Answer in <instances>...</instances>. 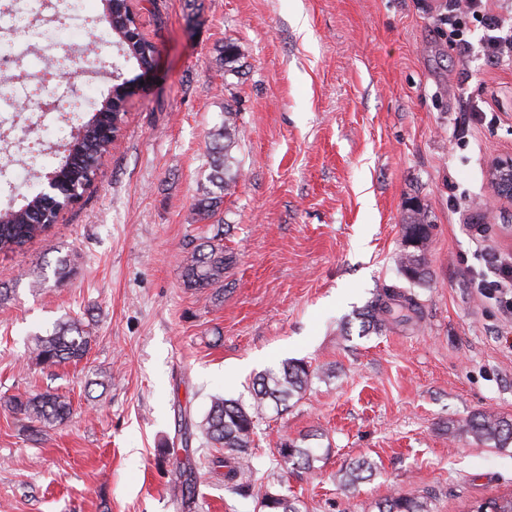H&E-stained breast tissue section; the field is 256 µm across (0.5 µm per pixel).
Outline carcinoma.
<instances>
[{
  "mask_svg": "<svg viewBox=\"0 0 512 512\" xmlns=\"http://www.w3.org/2000/svg\"><path fill=\"white\" fill-rule=\"evenodd\" d=\"M137 19L112 10V19H102L104 30L112 35L113 43L122 56L139 64L148 63L156 52L155 45L144 37H135ZM239 112L231 105L224 106L223 119L210 134L207 143L209 182L219 193L208 192L195 203L194 221H208L216 216L224 203V196L232 193L242 172L232 150L238 143ZM101 123L87 121L84 134L74 153L65 157L59 169L63 177L70 175L69 167L77 166L81 178L92 181L101 161L109 153V145L100 135ZM55 211L36 195L20 208L0 209V253L13 252L38 238L53 224ZM431 228L426 209L416 206L409 223L403 225L402 248L395 262L398 273L409 283L422 285L427 277V253L431 245ZM222 234L217 232L196 245L182 261L183 281L195 289L223 286L224 268L231 256L224 253ZM418 304L414 296L393 286H383L373 299L358 313L362 331L380 333L393 322H409L417 316ZM92 336L89 325L72 318L58 328L31 336L29 343L32 362L43 369L62 364L81 362L88 354ZM314 376L312 366L303 360H288L277 369L260 373L253 384L251 399L242 402L215 396L195 424L206 445L224 450L220 460L225 468L224 482L244 498L256 502L258 512H301L300 500L265 485L254 478L252 448L255 436L269 410L281 413L292 402L303 398ZM5 410L26 421V429L36 436L44 430L67 422L72 415L68 397L54 391L14 395L0 403ZM448 435L465 437L479 445L504 448L512 443V418L489 410L474 412L467 417L448 422ZM277 452L285 464L309 469L318 460L316 449L301 446L298 441L283 440ZM376 464L362 458L349 463L340 477L339 488L347 492L357 483L374 475ZM378 512H433L430 496L391 495L378 507ZM476 512H512V494L493 498L476 507Z\"/></svg>",
  "mask_w": 512,
  "mask_h": 512,
  "instance_id": "obj_1",
  "label": "carcinoma"
}]
</instances>
